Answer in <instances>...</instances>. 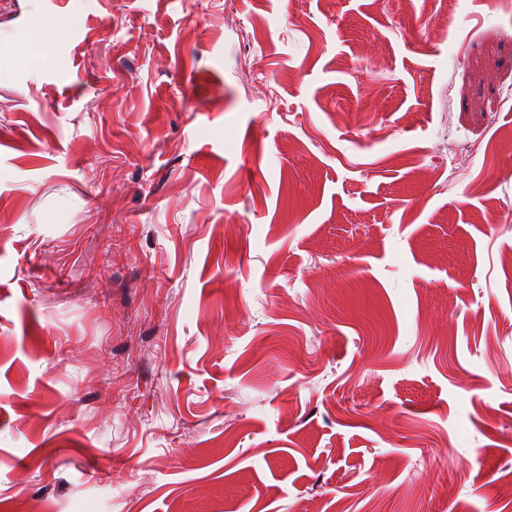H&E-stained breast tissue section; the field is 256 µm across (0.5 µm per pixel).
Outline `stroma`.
<instances>
[{
  "instance_id": "obj_1",
  "label": "stroma",
  "mask_w": 512,
  "mask_h": 512,
  "mask_svg": "<svg viewBox=\"0 0 512 512\" xmlns=\"http://www.w3.org/2000/svg\"><path fill=\"white\" fill-rule=\"evenodd\" d=\"M510 129L512 0H0V512H512ZM61 27L60 23L37 21L30 33L23 39L16 50L17 60L26 66L41 65L44 60V44L50 35Z\"/></svg>"
}]
</instances>
